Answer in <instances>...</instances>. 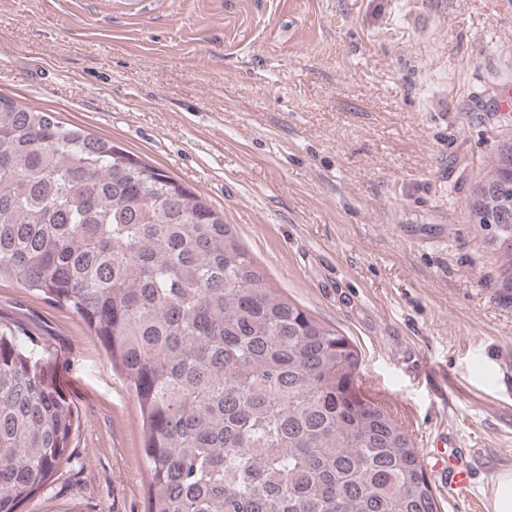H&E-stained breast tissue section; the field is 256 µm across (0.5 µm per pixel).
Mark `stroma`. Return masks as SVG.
Listing matches in <instances>:
<instances>
[{"mask_svg": "<svg viewBox=\"0 0 512 512\" xmlns=\"http://www.w3.org/2000/svg\"><path fill=\"white\" fill-rule=\"evenodd\" d=\"M0 0V94L200 194L289 299L350 338L420 453L512 471V288L471 209L512 147V0ZM80 426L19 512H147L136 399L71 311L0 282Z\"/></svg>", "mask_w": 512, "mask_h": 512, "instance_id": "1", "label": "stroma"}]
</instances>
